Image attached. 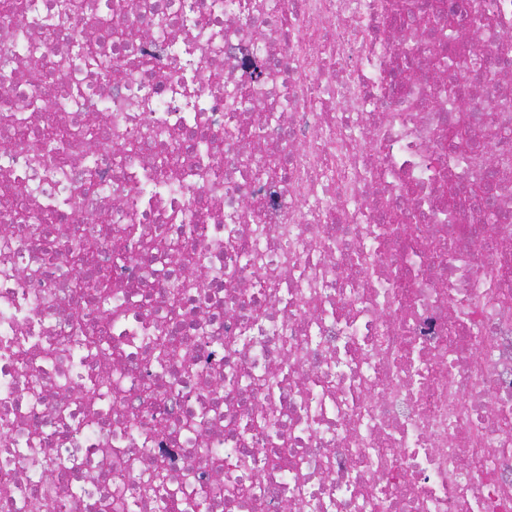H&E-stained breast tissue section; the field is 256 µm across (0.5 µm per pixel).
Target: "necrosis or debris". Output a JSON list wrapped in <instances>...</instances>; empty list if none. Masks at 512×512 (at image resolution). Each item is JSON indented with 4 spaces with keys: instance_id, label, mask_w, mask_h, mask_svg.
<instances>
[{
    "instance_id": "necrosis-or-debris-1",
    "label": "necrosis or debris",
    "mask_w": 512,
    "mask_h": 512,
    "mask_svg": "<svg viewBox=\"0 0 512 512\" xmlns=\"http://www.w3.org/2000/svg\"><path fill=\"white\" fill-rule=\"evenodd\" d=\"M77 2L0 0V512H512V0Z\"/></svg>"
}]
</instances>
